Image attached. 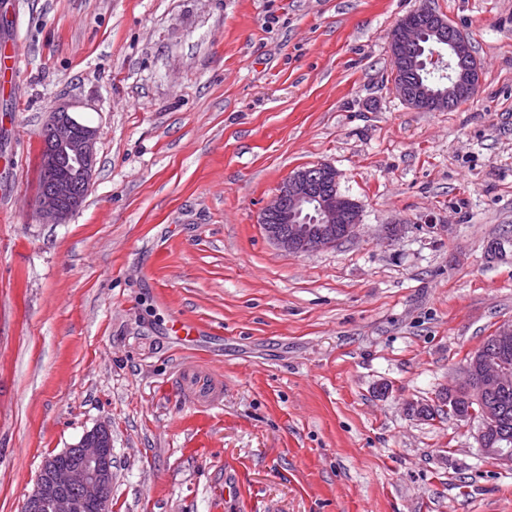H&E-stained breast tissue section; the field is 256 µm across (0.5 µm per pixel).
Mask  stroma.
<instances>
[{
    "label": "stroma",
    "mask_w": 512,
    "mask_h": 512,
    "mask_svg": "<svg viewBox=\"0 0 512 512\" xmlns=\"http://www.w3.org/2000/svg\"><path fill=\"white\" fill-rule=\"evenodd\" d=\"M468 36L474 98L396 95L397 20ZM0 512L112 434V512H512V467L437 404L512 320V0H0ZM98 131L37 214L51 111ZM329 164L356 237L291 254L257 217ZM208 328L192 348L174 315Z\"/></svg>",
    "instance_id": "1"
}]
</instances>
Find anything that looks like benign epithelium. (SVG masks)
Instances as JSON below:
<instances>
[{
    "instance_id": "obj_1",
    "label": "benign epithelium",
    "mask_w": 512,
    "mask_h": 512,
    "mask_svg": "<svg viewBox=\"0 0 512 512\" xmlns=\"http://www.w3.org/2000/svg\"><path fill=\"white\" fill-rule=\"evenodd\" d=\"M447 32V20L426 7L416 9L399 19L391 29L392 58L395 61L403 58L413 68L419 64L418 58L412 53L403 54L401 50L430 35L441 37ZM435 60L448 67L446 95L432 103L420 98L413 89L395 87L407 105L433 111L477 93L481 68L467 37L448 36V54L435 53L428 58L430 62ZM45 132L40 167L50 186L38 196V217L44 224H60L81 207L84 199V193L75 191L68 177L60 172V154L68 155L69 166L78 170L83 188H88L95 165L98 130L77 123L71 118L68 107L61 105L51 112ZM338 182V171L328 164L296 170L278 186L271 201L261 210L258 223L270 240L292 254L334 247L352 238L361 222V207L356 202L346 205L340 201L334 190ZM493 341L503 354L512 352V320L497 326ZM491 386L504 389L512 386V371L504 364L491 367L472 358L464 367L462 381L451 392V399L480 402ZM477 420V441L483 454L493 461L511 465V450L492 447L491 435L498 413L486 407ZM61 455L72 457L70 464L61 468L54 459H47L22 512H79L80 494L94 498L98 512H111L112 436L109 429H92Z\"/></svg>"
}]
</instances>
